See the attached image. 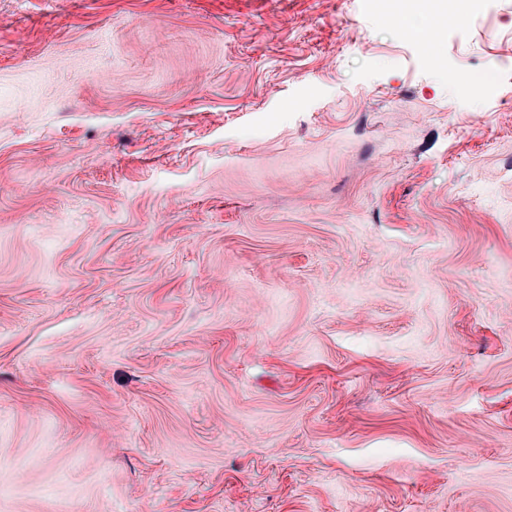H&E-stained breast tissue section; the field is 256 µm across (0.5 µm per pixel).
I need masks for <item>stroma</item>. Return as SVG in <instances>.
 Masks as SVG:
<instances>
[{
	"mask_svg": "<svg viewBox=\"0 0 512 512\" xmlns=\"http://www.w3.org/2000/svg\"><path fill=\"white\" fill-rule=\"evenodd\" d=\"M0 0V512H512V0ZM419 10L418 15L421 17V21H418L416 17H409L406 13L398 11H393L388 16V21L391 25L405 29L420 38H424L431 31L439 27L441 23L434 19L433 15L431 16L429 14L425 1H420Z\"/></svg>",
	"mask_w": 512,
	"mask_h": 512,
	"instance_id": "1",
	"label": "stroma"
}]
</instances>
